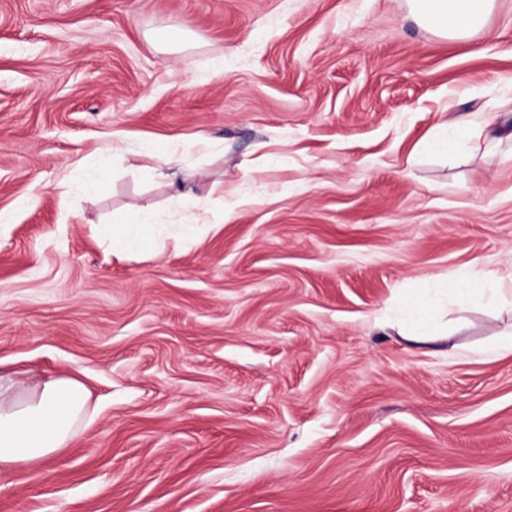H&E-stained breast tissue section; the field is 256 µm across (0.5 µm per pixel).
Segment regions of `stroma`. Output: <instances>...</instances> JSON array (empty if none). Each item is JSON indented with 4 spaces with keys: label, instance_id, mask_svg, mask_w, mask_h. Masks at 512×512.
<instances>
[{
    "label": "stroma",
    "instance_id": "stroma-1",
    "mask_svg": "<svg viewBox=\"0 0 512 512\" xmlns=\"http://www.w3.org/2000/svg\"><path fill=\"white\" fill-rule=\"evenodd\" d=\"M511 110L512 0L462 41L406 0H0V375L96 409L0 512H512V310L448 288L512 265ZM134 157L153 164V166L144 165L143 168L172 170L178 167V159L175 154L166 143L162 142H154L146 145V147ZM150 225L152 224H149L146 216L139 212H132L129 223L123 233L114 235L111 232L108 235L112 253L115 255H126L142 251L147 244L143 229H151ZM406 315L407 325L411 334L409 336L412 341L435 340L443 336V329L433 320L429 304L425 302L407 301L403 305Z\"/></svg>",
    "mask_w": 512,
    "mask_h": 512
}]
</instances>
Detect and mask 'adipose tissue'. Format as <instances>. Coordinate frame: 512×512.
Masks as SVG:
<instances>
[{"mask_svg":"<svg viewBox=\"0 0 512 512\" xmlns=\"http://www.w3.org/2000/svg\"><path fill=\"white\" fill-rule=\"evenodd\" d=\"M494 0H407L409 13L422 28L443 38L463 40L484 26ZM502 274L453 284L460 308L493 304L506 294ZM94 417L90 394L82 383L61 377L23 391L0 376V475L17 463L49 459L68 447L80 426Z\"/></svg>","mask_w":512,"mask_h":512,"instance_id":"ef3b65f1","label":"adipose tissue"}]
</instances>
